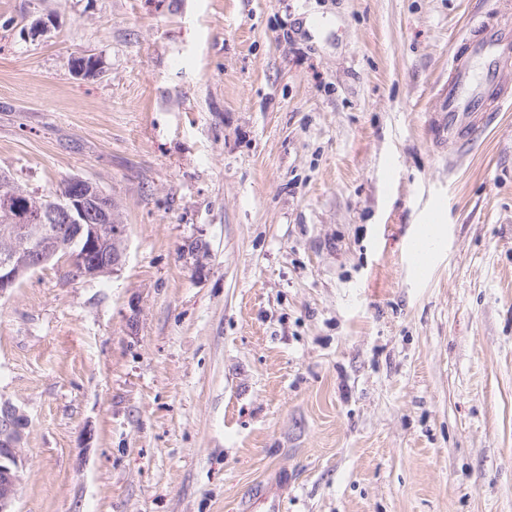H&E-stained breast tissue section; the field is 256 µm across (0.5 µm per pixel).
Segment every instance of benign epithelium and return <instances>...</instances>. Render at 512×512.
I'll return each mask as SVG.
<instances>
[{
	"instance_id": "obj_1",
	"label": "benign epithelium",
	"mask_w": 512,
	"mask_h": 512,
	"mask_svg": "<svg viewBox=\"0 0 512 512\" xmlns=\"http://www.w3.org/2000/svg\"><path fill=\"white\" fill-rule=\"evenodd\" d=\"M74 192L45 197L37 205L38 234L29 227H14L12 237L23 245V255L13 251L0 252V295L12 288L24 275L46 265L65 248L60 239L81 243V248L66 251L70 266L81 276L95 278L114 269L122 253L109 248L110 241L102 235V225L111 221L112 198L87 179L74 177ZM27 421L9 402H0V512H15L17 489L22 483L20 447Z\"/></svg>"
}]
</instances>
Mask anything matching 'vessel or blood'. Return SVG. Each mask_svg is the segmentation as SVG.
<instances>
[{"mask_svg":"<svg viewBox=\"0 0 512 512\" xmlns=\"http://www.w3.org/2000/svg\"><path fill=\"white\" fill-rule=\"evenodd\" d=\"M463 49L448 65V83L431 113L432 141L440 149L466 146L486 131L512 103V0H497L495 19L474 15Z\"/></svg>","mask_w":512,"mask_h":512,"instance_id":"1","label":"vessel or blood"}]
</instances>
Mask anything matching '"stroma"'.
Returning <instances> with one entry per match:
<instances>
[{
	"mask_svg": "<svg viewBox=\"0 0 512 512\" xmlns=\"http://www.w3.org/2000/svg\"><path fill=\"white\" fill-rule=\"evenodd\" d=\"M492 3L0 0V173L125 224L0 296L15 512H512V110L428 127Z\"/></svg>",
	"mask_w": 512,
	"mask_h": 512,
	"instance_id": "obj_1",
	"label": "stroma"
}]
</instances>
